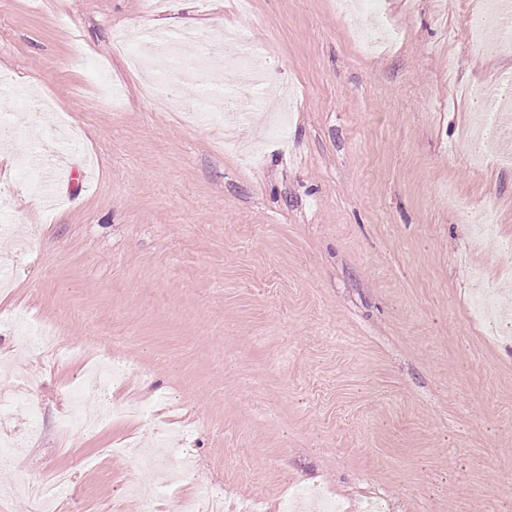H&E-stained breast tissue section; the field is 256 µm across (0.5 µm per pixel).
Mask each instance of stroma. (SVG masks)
Wrapping results in <instances>:
<instances>
[{
    "label": "stroma",
    "mask_w": 512,
    "mask_h": 512,
    "mask_svg": "<svg viewBox=\"0 0 512 512\" xmlns=\"http://www.w3.org/2000/svg\"><path fill=\"white\" fill-rule=\"evenodd\" d=\"M479 0H381L343 16L335 0H0V312L27 310L82 348L54 360L20 349L0 322V392L31 387L42 413L11 412L26 445L0 474V512H33L30 484L67 470L59 512H177L138 478L133 440L174 435L163 464H196L179 495L227 512L294 489L346 512H512V336L471 319L475 298L512 316V127L476 154L487 101L512 79V52L477 31ZM245 32L292 87L286 141L268 139L256 89L238 94L242 147L220 120H189L200 86L173 68L157 86L116 41L178 21ZM399 39L366 51L351 29ZM91 164L85 186L48 206L29 181L41 159ZM493 232L477 239L483 214ZM126 370L105 388L84 372L100 349ZM109 407L92 431L62 429L68 388ZM38 431H31V424Z\"/></svg>",
    "instance_id": "obj_1"
}]
</instances>
